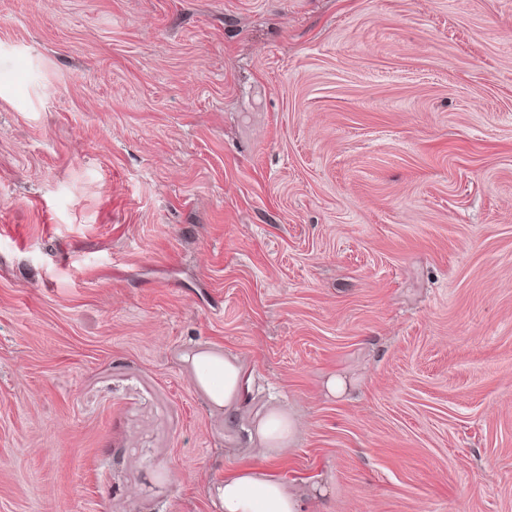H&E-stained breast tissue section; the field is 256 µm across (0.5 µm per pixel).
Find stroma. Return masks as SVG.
I'll use <instances>...</instances> for the list:
<instances>
[{
  "label": "stroma",
  "instance_id": "35a3bbf8",
  "mask_svg": "<svg viewBox=\"0 0 512 512\" xmlns=\"http://www.w3.org/2000/svg\"><path fill=\"white\" fill-rule=\"evenodd\" d=\"M246 466L512 512V0H0V512H221ZM183 361L192 367L195 383L209 405L224 410L226 420L233 421L248 390L240 366L210 351H190ZM296 421L284 412L269 414L259 425L258 431L265 440L267 448H281L296 432Z\"/></svg>",
  "mask_w": 512,
  "mask_h": 512
}]
</instances>
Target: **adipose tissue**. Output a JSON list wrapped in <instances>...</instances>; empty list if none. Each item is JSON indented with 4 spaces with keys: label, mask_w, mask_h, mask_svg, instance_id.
Masks as SVG:
<instances>
[{
    "label": "adipose tissue",
    "mask_w": 512,
    "mask_h": 512,
    "mask_svg": "<svg viewBox=\"0 0 512 512\" xmlns=\"http://www.w3.org/2000/svg\"><path fill=\"white\" fill-rule=\"evenodd\" d=\"M183 360L192 367L195 383L209 405L223 411L226 420H234L247 393L240 366L210 351H191ZM213 494L223 512H301L300 502L280 478L254 467L225 474L214 485Z\"/></svg>",
    "instance_id": "adipose-tissue-1"
}]
</instances>
